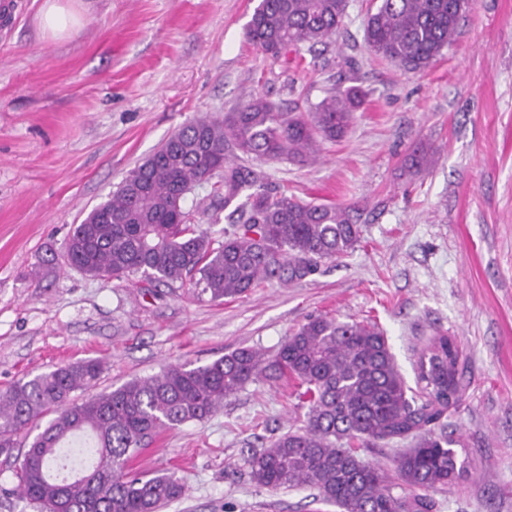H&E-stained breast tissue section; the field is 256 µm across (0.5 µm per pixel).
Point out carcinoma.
<instances>
[{"label":"carcinoma","mask_w":512,"mask_h":512,"mask_svg":"<svg viewBox=\"0 0 512 512\" xmlns=\"http://www.w3.org/2000/svg\"><path fill=\"white\" fill-rule=\"evenodd\" d=\"M348 0H260L246 38L277 59L329 43ZM471 0H380L367 13L370 51L398 68L428 67L455 41ZM365 98L359 86L325 97L308 113L283 112L262 96L222 117L199 116L131 169L107 200L74 226L63 245L71 266L96 278L192 282L210 300L241 297L265 280H301L318 262L353 250L359 226L344 206L270 192L249 162H306L342 138ZM434 163L423 146L406 158L412 172ZM211 184L208 207L229 211L231 229L215 241L185 208L194 187ZM103 366H59L0 391V456L51 414L17 469L18 491L34 512H159L186 493L174 474L129 471L162 432L203 421L247 384L280 381L307 404L304 424L275 437L248 460L251 480L278 490L307 487L340 512H430L428 493L457 472L456 440L444 422L466 390L453 342L434 336L408 386L384 331L374 323L310 316L271 357L239 348L201 366L172 364L156 375L78 398ZM393 441L410 447L394 474L357 448Z\"/></svg>","instance_id":"cac0c4a2"}]
</instances>
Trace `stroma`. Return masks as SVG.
<instances>
[{"mask_svg":"<svg viewBox=\"0 0 512 512\" xmlns=\"http://www.w3.org/2000/svg\"><path fill=\"white\" fill-rule=\"evenodd\" d=\"M21 3L0 28V390L84 359L102 361V391L237 348L271 355L310 315L377 323L411 383L419 350L445 336L469 382L448 418L469 465L432 512H512V0H472L453 45L414 73L367 47L375 0H349L330 44L279 59L246 39L259 0H72L82 26L63 38L42 32L44 0ZM350 85L365 102L316 162L256 165L269 189L348 206L361 233L347 256L219 301L62 260L74 225L198 115L253 95L304 112ZM419 144L435 162L412 175ZM298 404L285 385L248 384L133 466L183 477L163 512H339L251 480L248 459Z\"/></svg>","mask_w":512,"mask_h":512,"instance_id":"1","label":"stroma"}]
</instances>
